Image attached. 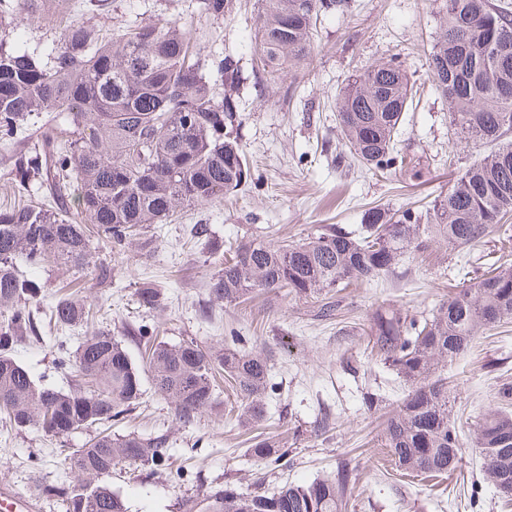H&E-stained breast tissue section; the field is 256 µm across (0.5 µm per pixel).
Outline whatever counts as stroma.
Instances as JSON below:
<instances>
[{
	"mask_svg": "<svg viewBox=\"0 0 512 512\" xmlns=\"http://www.w3.org/2000/svg\"><path fill=\"white\" fill-rule=\"evenodd\" d=\"M86 2L48 0L37 19L16 10L9 26L0 28V45L43 54L57 41L69 15ZM110 2L108 12H88L91 26L109 32L164 12L194 22L212 57L235 53L244 69L252 67L253 7L206 19L198 14L197 0ZM349 2L343 15L320 18L313 55L297 74L261 88L246 83L242 133L254 163V182L238 200L184 209L175 221L162 225L157 249L145 262L133 252L118 255L107 246L96 247L97 262L112 269V285L89 289L88 295L109 307L113 330L145 324L158 327L160 340L169 343L192 337L207 351L231 344L265 351L277 389L270 402L273 432L288 451L281 466L264 472L249 453L250 432L214 413L182 425L151 380H144L140 407L114 424L112 432L168 435L172 456L152 476L135 465L113 472L112 486L129 512H184L187 500L223 489L228 482L249 491L263 472V487L272 491L287 481L303 484L333 475L344 464L355 478L348 512H512V500L482 480L477 451L469 446L451 476L421 480L395 474L378 440L386 413L362 406L368 389L392 401L402 395L396 377L368 356L365 330L372 313L436 309L448 296L455 262L445 245L432 244L418 260L403 258L395 274L377 284L330 293L338 304L331 320L319 317L318 302L281 292L261 291L236 305L204 308L212 265L204 242L190 239L191 225H208L211 235L222 240L286 237L298 242L325 224L356 226L365 210L376 205L423 211L448 191L458 169L487 153L486 147L465 145L453 134L448 103L429 81L426 58L444 0ZM393 57L404 63L419 89L399 135L403 149L418 159L416 178L404 172L381 177L336 157L341 89L366 65ZM145 279L166 294L160 310L147 311L137 301L135 288ZM40 320L43 342L22 341L14 355L37 383L69 387V375L57 365L60 352L49 341L53 326L48 315ZM445 375L460 394L459 422L466 434H473L499 382L512 379V323L481 338ZM325 415L334 427L320 436L314 426ZM89 437L82 431L59 441L0 420V484L37 498L40 512H64L45 493L48 484L72 477L57 449L80 447Z\"/></svg>",
	"mask_w": 512,
	"mask_h": 512,
	"instance_id": "stroma-1",
	"label": "stroma"
}]
</instances>
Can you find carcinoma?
<instances>
[{"instance_id":"cac0c4a2","label":"carcinoma","mask_w":512,"mask_h":512,"mask_svg":"<svg viewBox=\"0 0 512 512\" xmlns=\"http://www.w3.org/2000/svg\"><path fill=\"white\" fill-rule=\"evenodd\" d=\"M236 0H199V12L220 18ZM254 55L260 83L297 71L313 50L320 16L340 15L349 0H257ZM193 22L163 14L110 35L70 18L44 62L25 50L0 46V140L12 142L24 125L41 124L40 140L17 156L13 180L58 193L77 189L63 214L32 204L0 208V412L19 429L37 428L65 439L94 430L79 448H64L77 480L52 487L66 512H128L105 478L136 464L153 473L169 456V439L114 436L112 424L140 404L142 370L123 340L100 321L77 349L59 358L73 374L65 391L35 383L14 356L19 339L43 340L35 314L44 283L14 267L60 263L90 271L93 286L108 288L111 273L94 260L92 239L115 254L136 250L151 258V225L185 206L203 207L253 183L243 142L238 99L240 58L226 54L206 72ZM429 78L448 102L449 124L467 144L491 147L459 171L453 186L419 214L378 206L350 231L325 224L305 242L254 238L211 250L217 270L206 281L209 301L236 304L257 290L318 299L351 283L390 274L405 255L433 242L471 252L492 232L512 242V12L491 0H444L443 18L428 53ZM413 104V84L400 61L374 63L343 87L336 103L338 140L356 161L386 174L405 170L397 133ZM141 307L160 306L154 283H139ZM94 312L84 292L59 297L49 321L61 331L88 327ZM512 322V263L496 261L429 315L402 309L375 311L366 335L371 355L406 387L380 432L399 470L433 477L456 471L465 442L454 420L455 398L442 372L470 351L481 333ZM155 392L192 424L216 408V377L229 383L235 420L258 431L251 455L276 464L286 456L270 427L267 405L275 387L265 353L205 351L193 338L146 341ZM480 474L492 485L512 481V382L498 386L495 404L474 436ZM347 470L273 492H245L232 483L189 500L186 512H345Z\"/></svg>"}]
</instances>
